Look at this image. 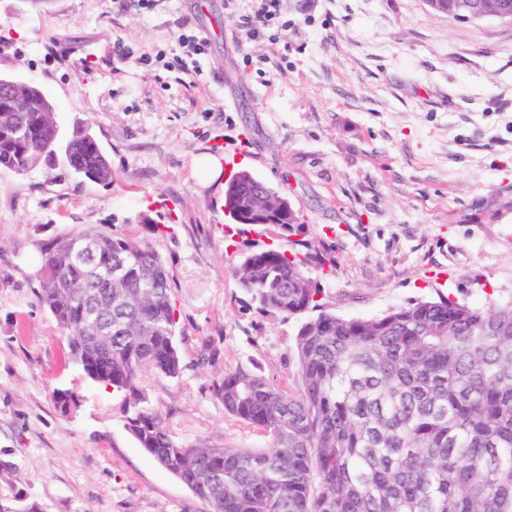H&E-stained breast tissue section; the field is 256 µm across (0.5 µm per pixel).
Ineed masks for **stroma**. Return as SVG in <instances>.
<instances>
[{
    "mask_svg": "<svg viewBox=\"0 0 512 512\" xmlns=\"http://www.w3.org/2000/svg\"><path fill=\"white\" fill-rule=\"evenodd\" d=\"M248 0H159L138 17L115 0H0V74L55 106L57 144L90 126L112 167L91 182L63 163L0 169V499L43 512H205L125 427L124 395L87 381L39 306L40 247L114 227L163 259L189 369L144 380L147 408L181 439L264 448L268 437L211 395L217 372L256 368L297 391L298 322L252 309L233 275L253 251L329 254L310 267L322 303L347 318L447 296L512 302V22L431 14L424 0H281L286 43L244 42ZM207 38L199 73L177 37ZM222 156L288 199L292 231L229 235ZM214 341L213 364L198 365ZM82 397L62 416L52 391Z\"/></svg>",
    "mask_w": 512,
    "mask_h": 512,
    "instance_id": "35a3bbf8",
    "label": "stroma"
}]
</instances>
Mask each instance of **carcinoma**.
I'll return each mask as SVG.
<instances>
[{
    "instance_id": "cac0c4a2",
    "label": "carcinoma",
    "mask_w": 512,
    "mask_h": 512,
    "mask_svg": "<svg viewBox=\"0 0 512 512\" xmlns=\"http://www.w3.org/2000/svg\"><path fill=\"white\" fill-rule=\"evenodd\" d=\"M463 0H426L434 15L474 16ZM23 91L40 112L0 111V169L24 175L57 156L54 106L35 84ZM63 162L107 184L112 168L91 128L77 127ZM240 172L224 207L258 192ZM93 258L71 264L75 238ZM37 298L64 333L69 357L92 383L125 393V426L207 512H512V303L484 307L420 300L376 318L326 308L310 259L294 249L247 254L234 269L259 312L298 320L300 386L289 394L244 367L224 369L211 394L228 414L259 429L267 448L182 441L143 406V380L179 379L189 366L176 345L177 304L159 254L112 230L83 228L40 248ZM120 265L125 279L106 287ZM67 417L81 396L53 393ZM0 512H42L23 495Z\"/></svg>"
}]
</instances>
